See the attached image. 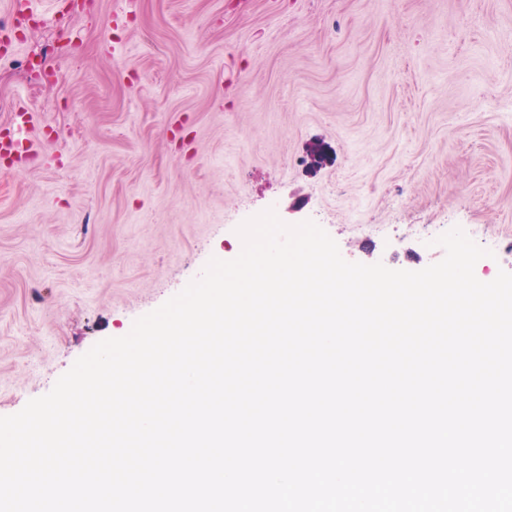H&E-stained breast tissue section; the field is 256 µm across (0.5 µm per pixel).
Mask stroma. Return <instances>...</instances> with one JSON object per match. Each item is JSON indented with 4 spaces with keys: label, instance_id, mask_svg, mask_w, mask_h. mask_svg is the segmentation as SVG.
Instances as JSON below:
<instances>
[{
    "label": "stroma",
    "instance_id": "stroma-1",
    "mask_svg": "<svg viewBox=\"0 0 512 512\" xmlns=\"http://www.w3.org/2000/svg\"><path fill=\"white\" fill-rule=\"evenodd\" d=\"M0 60V416L238 256L272 208L418 271L470 231L512 273V0H39ZM38 53L52 76H22ZM32 148L33 144L28 142L27 138L19 140L13 137H5L0 141L1 155L7 158L10 164L28 159V152H30Z\"/></svg>",
    "mask_w": 512,
    "mask_h": 512
}]
</instances>
